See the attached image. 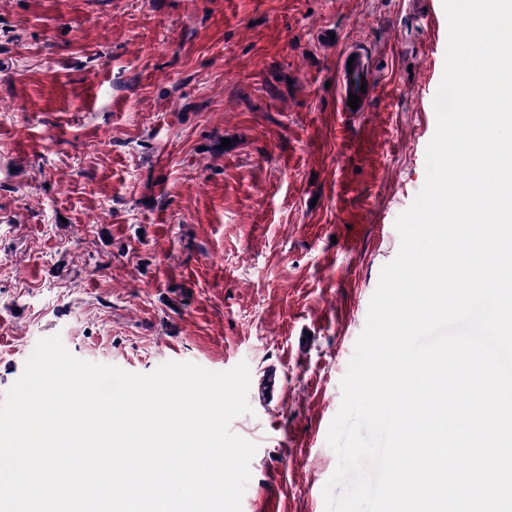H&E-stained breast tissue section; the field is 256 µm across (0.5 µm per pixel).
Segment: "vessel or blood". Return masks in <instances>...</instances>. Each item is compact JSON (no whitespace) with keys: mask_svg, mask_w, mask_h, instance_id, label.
I'll return each instance as SVG.
<instances>
[{"mask_svg":"<svg viewBox=\"0 0 512 512\" xmlns=\"http://www.w3.org/2000/svg\"><path fill=\"white\" fill-rule=\"evenodd\" d=\"M337 99L340 111H348L350 96H358L360 107H367L375 93L374 55L369 46L350 43L336 67Z\"/></svg>","mask_w":512,"mask_h":512,"instance_id":"obj_1","label":"vessel or blood"}]
</instances>
